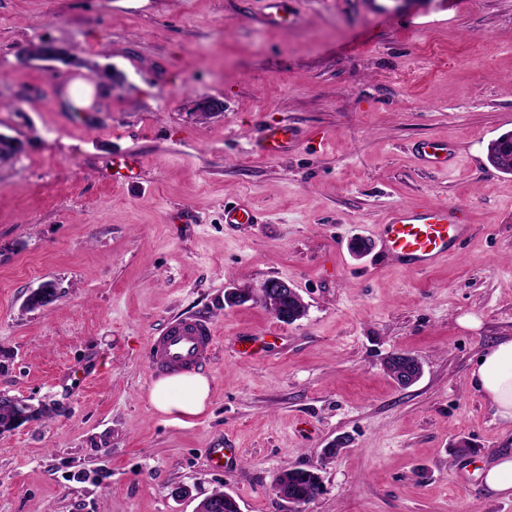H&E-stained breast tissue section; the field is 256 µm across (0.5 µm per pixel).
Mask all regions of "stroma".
<instances>
[{"mask_svg": "<svg viewBox=\"0 0 512 512\" xmlns=\"http://www.w3.org/2000/svg\"><path fill=\"white\" fill-rule=\"evenodd\" d=\"M45 40L77 65L20 62ZM282 124L298 142L253 153ZM510 132L512 0H293L274 28L263 0H0V133L22 146L0 160V392L52 407L0 433V512H195L216 489L241 512H512L480 479L512 422L470 383L512 336V174L486 158ZM422 140L454 166L421 164ZM129 155L140 182L113 183ZM454 201L471 235L432 269L351 251L397 203ZM234 202L257 223H225ZM270 278L300 320L225 305ZM44 281L59 298L26 308ZM189 313L216 332L211 391L175 418L148 400L150 350ZM395 351L423 365L411 386ZM221 441L241 459L217 471ZM288 467L322 476L299 510L273 489ZM413 150L421 163L428 167L448 168L454 157L452 145L444 141H424ZM386 367L392 373L395 382L403 387L413 385L422 375V364L414 356L393 352L386 361Z\"/></svg>", "mask_w": 512, "mask_h": 512, "instance_id": "obj_1", "label": "stroma"}]
</instances>
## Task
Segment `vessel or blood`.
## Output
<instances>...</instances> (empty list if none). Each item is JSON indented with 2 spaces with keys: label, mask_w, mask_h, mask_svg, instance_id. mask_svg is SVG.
<instances>
[{
  "label": "vessel or blood",
  "mask_w": 512,
  "mask_h": 512,
  "mask_svg": "<svg viewBox=\"0 0 512 512\" xmlns=\"http://www.w3.org/2000/svg\"><path fill=\"white\" fill-rule=\"evenodd\" d=\"M297 132L282 125L268 129L256 144L268 156L287 152ZM414 152L428 167H448L453 147L444 141H424ZM466 206L462 203L420 207L398 203L389 210L377 235L381 256L392 258L407 268L427 270L452 255L467 239ZM216 343L210 322L195 315L177 318L152 344L150 363L153 371L169 375L185 371L204 361Z\"/></svg>",
  "instance_id": "vessel-or-blood-1"
}]
</instances>
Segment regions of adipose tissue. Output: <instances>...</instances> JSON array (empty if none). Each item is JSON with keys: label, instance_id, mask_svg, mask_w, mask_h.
I'll return each mask as SVG.
<instances>
[{"label": "adipose tissue", "instance_id": "ef3b65f1", "mask_svg": "<svg viewBox=\"0 0 512 512\" xmlns=\"http://www.w3.org/2000/svg\"><path fill=\"white\" fill-rule=\"evenodd\" d=\"M471 383L496 415L512 421V336L499 340L479 358ZM209 394L210 382L205 375L184 372L157 380L149 401L160 413L194 416L204 411Z\"/></svg>", "mask_w": 512, "mask_h": 512}]
</instances>
